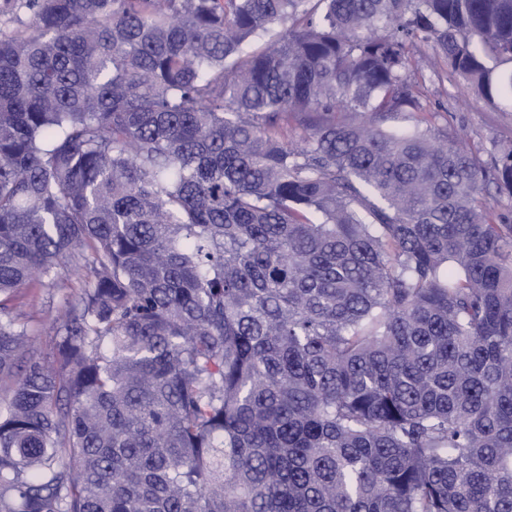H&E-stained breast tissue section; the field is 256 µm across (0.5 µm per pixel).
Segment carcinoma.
I'll return each mask as SVG.
<instances>
[{"label": "carcinoma", "instance_id": "obj_1", "mask_svg": "<svg viewBox=\"0 0 512 512\" xmlns=\"http://www.w3.org/2000/svg\"><path fill=\"white\" fill-rule=\"evenodd\" d=\"M17 5L0 512H512V143L410 74L512 102V0ZM68 258L38 353L11 301ZM430 48L421 47L413 63V77L423 85L428 106L438 112L437 123L464 134L469 148L487 159L494 142L512 140V108L492 105L461 81L438 78L429 63Z\"/></svg>", "mask_w": 512, "mask_h": 512}]
</instances>
